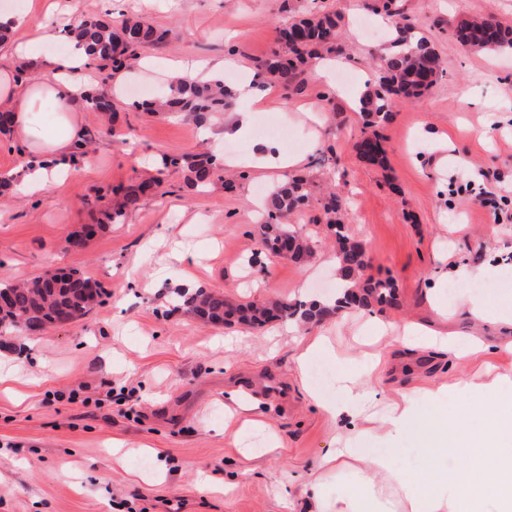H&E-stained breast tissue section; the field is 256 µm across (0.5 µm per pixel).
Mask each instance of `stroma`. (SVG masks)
<instances>
[{"label": "stroma", "instance_id": "1", "mask_svg": "<svg viewBox=\"0 0 512 512\" xmlns=\"http://www.w3.org/2000/svg\"><path fill=\"white\" fill-rule=\"evenodd\" d=\"M19 3L32 33L93 16L117 28L135 12L170 36L143 50L147 68L120 72L112 116L77 113L96 139L88 164L33 196L0 191V280L76 270L107 292L77 322L0 338V512H303L297 487L314 476L342 427L309 400L295 358L318 332L342 357L369 346L393 355L390 337L352 311L296 331L281 321L216 326L174 309V291L202 286L231 303L335 297L334 235L323 211L334 184L346 233L371 258L370 275L397 284V306L374 308L375 319L436 323L426 293L460 264L498 267L492 296L512 306V284L504 282L512 274V223L496 216L500 208L512 212V52L467 51L452 36L458 21L475 16L512 26V0H402L447 72L421 100L393 105L378 129L381 165L358 153L369 130L352 101L377 84L387 42L368 37L354 19L379 28L385 19L373 11L377 0H325L343 18L342 61L352 83L340 89L314 72L302 93L275 94L253 114L269 123L282 152L304 157L295 174L307 179L311 198L291 220L316 242L304 265L261 251L256 192L279 183L274 169L250 171L229 189L216 177L199 191L173 167L167 194L143 198L125 223L79 251L67 237L90 223L87 200L155 175L156 156L256 150L264 141L258 131L209 139L185 115L132 110L131 95L143 85L169 90L173 65L219 60L230 47L239 65L224 77L236 84L241 68L279 49L278 26L303 17L307 0ZM484 336L488 352L464 364L426 354L382 366L374 411L396 397L407 373L428 416L437 385L488 364L511 371L512 350L501 349L493 329ZM237 388L263 399L259 418L273 452L252 454L253 437L225 428V395Z\"/></svg>", "mask_w": 512, "mask_h": 512}]
</instances>
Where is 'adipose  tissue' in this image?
I'll list each match as a JSON object with an SVG mask.
<instances>
[{
    "label": "adipose tissue",
    "instance_id": "obj_1",
    "mask_svg": "<svg viewBox=\"0 0 512 512\" xmlns=\"http://www.w3.org/2000/svg\"><path fill=\"white\" fill-rule=\"evenodd\" d=\"M45 36L11 43L15 67L0 68V110L13 112L12 130L28 151V166L20 186L35 194L80 161L76 153L84 132L74 121L92 82L84 53L47 54ZM41 62L44 78L21 84L16 66ZM267 79L250 70L231 89L240 106L225 118L224 133L246 135L252 123V107ZM53 103L63 134L45 133L35 115ZM492 275L485 266L459 265L450 279L460 286L454 298L455 316L476 324H492L512 333V310L496 308L485 296L471 292V285ZM400 342L415 351H444L457 362L471 361L486 352L483 338L449 333L435 338L432 330L406 326ZM336 395L316 398L323 412L348 420L355 431L337 438L334 450L318 464V473L303 487L307 512H486L494 501L496 512H512V396L500 393L498 383L476 384L460 379L440 387L438 396L464 404L487 423L484 432H468L446 412L427 417L418 413L410 393H401L378 416L380 448L364 454L356 443L365 434L360 423L373 402V393L356 375L336 373ZM413 440L420 462L410 470L398 457L396 447Z\"/></svg>",
    "mask_w": 512,
    "mask_h": 512
}]
</instances>
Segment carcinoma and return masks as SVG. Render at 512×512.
<instances>
[{
    "mask_svg": "<svg viewBox=\"0 0 512 512\" xmlns=\"http://www.w3.org/2000/svg\"><path fill=\"white\" fill-rule=\"evenodd\" d=\"M383 11L393 19L389 32V51L383 58L385 75L374 94L361 99L360 111L370 128L381 125L390 115L399 98H418L430 90L442 77L444 68L430 40L418 34L394 0H383ZM341 17L321 6H313L308 16L284 24L279 29L283 50L274 51L259 64L261 70L286 95L305 89L307 65L316 56L331 57L340 51L338 27ZM66 40L82 47L89 65L99 72V79L88 100L96 112L114 111L112 101L113 74L127 67L140 49L161 44L168 30H159L138 16L123 20L115 29L101 20H81L62 30ZM453 37L463 48L472 51H491L505 45L512 47V26H505L492 17L463 19L453 27ZM233 105L224 76L209 80H183L163 98L142 101L135 105L139 112H181L198 124H205L212 114ZM360 154L376 161L382 154L379 134L374 132L359 144ZM178 159L164 155L157 175L115 191L116 198L105 203L95 198L90 205L100 218L91 227L102 230L108 224H122L137 210L142 198L155 193L164 182L162 175ZM222 167L212 153L198 154L187 164L186 184L193 188L206 186ZM309 184L301 178H291L271 188L267 194L266 213L260 226L262 249L272 256L287 257L297 263L310 260L315 253L312 240L297 231L283 229L282 220L303 208L309 199ZM327 224L336 237V268L339 277L354 281V289L343 302L354 309L397 305L396 286L391 280H373L365 276L370 257L365 248L350 239L341 219L340 201L336 194L329 196L324 206ZM62 283L53 285L49 276L26 282L0 281V295L7 304L0 307V336L12 333L37 334L56 325L60 317L75 322L86 316L104 295L101 285L82 275H60ZM182 302L198 318L223 324L232 319L260 328L274 319H295L301 322H320L336 313L339 306H324L318 302L231 304L221 291L198 288L192 293L181 292Z\"/></svg>",
    "mask_w": 512,
    "mask_h": 512,
    "instance_id": "carcinoma-1",
    "label": "carcinoma"
}]
</instances>
